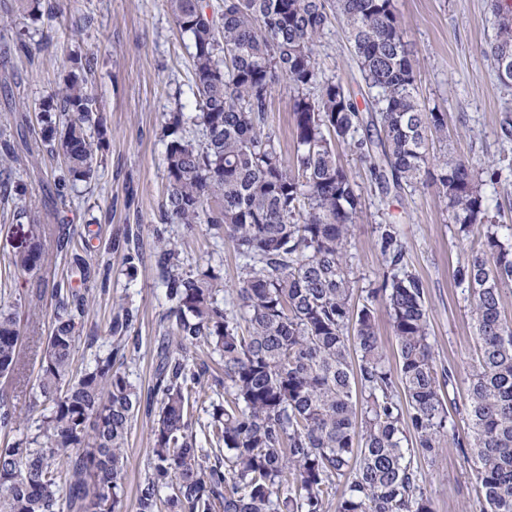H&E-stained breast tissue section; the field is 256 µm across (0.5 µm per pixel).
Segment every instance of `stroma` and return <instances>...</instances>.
Wrapping results in <instances>:
<instances>
[{
  "label": "stroma",
  "instance_id": "stroma-1",
  "mask_svg": "<svg viewBox=\"0 0 512 512\" xmlns=\"http://www.w3.org/2000/svg\"><path fill=\"white\" fill-rule=\"evenodd\" d=\"M42 2L51 11L31 25L30 54L0 56V142L14 141L17 155L11 165L27 188L25 200L0 198V304L14 306L24 318L21 351L26 363L23 380L0 378V391L7 392L20 416L16 429L0 432V446L34 433L38 424V415L29 413L28 405L58 309L53 287H80L82 275L97 277L103 264L111 266L109 290L87 310L73 372L81 374L96 351L108 348L112 310L121 302L133 312L131 333L139 339L137 352L123 369L140 392L151 386L169 306L155 265L153 237L154 226L163 221L166 195L163 127L169 113L195 109L190 41L174 26L166 0ZM395 6L416 60L420 98L448 115V138L435 143V152L450 150L482 167L501 168L499 183L484 185L483 194L490 213L512 224V138L501 131L503 117L512 114V88L500 86L485 55L497 23L490 0H395ZM77 49L97 57L87 83L93 107L105 119L109 147L95 185L74 195L63 208L53 197V178L63 160L48 154L34 108L56 90L68 57ZM316 58L326 75L352 89L362 88L340 25L320 39ZM290 96L286 82H279L265 124L287 159L294 152ZM338 154L353 170L366 204L351 232L358 290L380 285L384 266L377 227L395 224L405 260L423 283L436 364L465 374L475 336L454 271L481 248L480 236L459 233L434 188L383 196L367 165L346 149ZM25 201L41 216L47 261L38 272L20 276L8 262L29 228L13 218ZM130 225L139 229L134 240L139 260L132 271L121 254L105 251L108 239ZM171 229L184 270L209 266L226 284L237 283L240 270L231 242L215 238L204 224L189 233L176 223ZM90 336L96 337V345L87 344ZM151 425L142 412L132 426L123 512H135L137 485L153 445ZM427 474L436 512H477L473 469L455 449H446Z\"/></svg>",
  "mask_w": 512,
  "mask_h": 512
}]
</instances>
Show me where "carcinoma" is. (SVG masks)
Listing matches in <instances>:
<instances>
[{
	"mask_svg": "<svg viewBox=\"0 0 512 512\" xmlns=\"http://www.w3.org/2000/svg\"><path fill=\"white\" fill-rule=\"evenodd\" d=\"M176 28L192 42L195 112L165 122V212L193 231L206 224L231 241L241 276L232 288L212 269L180 270L167 227L154 229L158 267L170 303L172 336L160 346L147 399L121 367L138 349L133 314L115 305L107 353L76 377L73 352L99 288H71L55 316L38 371L34 436L0 448V512H123L126 445L141 409L155 411L137 512H435L421 462L446 448L472 461L480 512H512V319L501 312L512 285V225L489 215L479 172L452 152L431 154L448 137L446 114L421 101L415 64L394 0H168ZM339 21L368 89L365 110L341 81L322 76L316 42ZM512 51V20H499L485 50ZM97 58L76 51L63 82L38 106L43 141L63 157L54 180L61 202L98 178L107 144L86 76ZM293 91L294 154L286 161L264 132L274 84ZM202 127L203 141L185 136ZM368 165L383 192L435 188L452 223L484 238L456 270L477 341L460 377L438 368L419 277L405 262L392 224L378 226L385 266L370 302H353L347 248L365 202L337 149ZM25 195L0 178V196ZM14 270L46 262L40 216ZM106 252L135 267L126 232ZM380 302L396 343L379 336ZM15 312L0 307V378L22 365ZM207 348L224 365V402L211 403L203 428L210 366L190 361ZM395 363H390V360ZM465 389L467 430H455L444 387ZM18 416L0 394V431Z\"/></svg>",
	"mask_w": 512,
	"mask_h": 512,
	"instance_id": "carcinoma-1",
	"label": "carcinoma"
}]
</instances>
